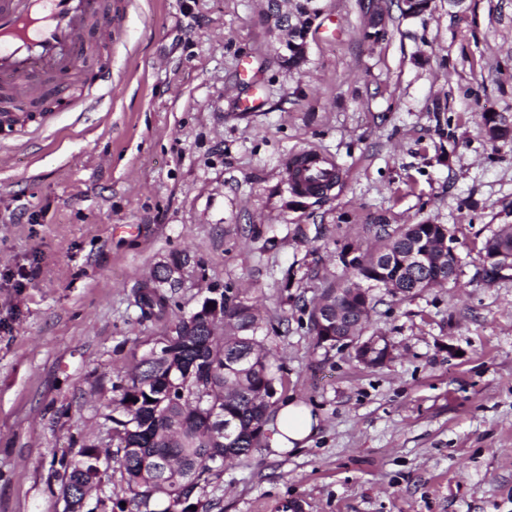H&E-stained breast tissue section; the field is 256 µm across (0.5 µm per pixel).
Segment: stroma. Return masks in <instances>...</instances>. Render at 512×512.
Listing matches in <instances>:
<instances>
[{
  "label": "stroma",
  "instance_id": "35a3bbf8",
  "mask_svg": "<svg viewBox=\"0 0 512 512\" xmlns=\"http://www.w3.org/2000/svg\"><path fill=\"white\" fill-rule=\"evenodd\" d=\"M261 0H112V90L88 112L0 129V512H64L52 462L105 440L112 386L169 319L134 291L190 249L186 314L229 288L256 303L284 387L318 418L309 446L225 465L221 512H512V270L482 246L512 225V0H326L288 70ZM377 22L380 39L367 38ZM260 97L255 112L239 99ZM314 146L342 172L288 186ZM431 219L454 230L456 281L375 290L365 333L391 357L319 348L309 314L343 281L340 252Z\"/></svg>",
  "mask_w": 512,
  "mask_h": 512
}]
</instances>
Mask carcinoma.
Masks as SVG:
<instances>
[{"mask_svg": "<svg viewBox=\"0 0 512 512\" xmlns=\"http://www.w3.org/2000/svg\"><path fill=\"white\" fill-rule=\"evenodd\" d=\"M300 32L288 29L282 46L283 63L300 67L303 57L295 50ZM441 224H404L378 235L380 244L372 250L376 262L361 272L366 281H394L399 293L412 292L415 272L401 265L399 255L429 242ZM503 250L512 254V230L493 233L483 251ZM356 277L341 289L343 298L328 295L323 308L339 306L351 310ZM174 284L158 271L144 279L135 291V305L144 320L169 315L172 297L165 289ZM224 307V335L212 333L205 320L195 314L174 315L170 330L185 331L193 325L192 336H158L168 343V356L150 358L145 350L119 383L112 385V402L101 413V426L110 435L109 456L118 464L127 497L112 498V475L99 471L97 446L82 443L72 456L57 460L61 487L76 482L95 493L100 512H213L218 502L205 491L217 485L224 464L250 456L265 438L266 425L274 414L277 386L283 385L280 367L267 348L269 336L261 329L254 305L229 289L220 294ZM373 306L363 319H343L339 334L364 332ZM196 510H190V507Z\"/></svg>", "mask_w": 512, "mask_h": 512, "instance_id": "carcinoma-1", "label": "carcinoma"}]
</instances>
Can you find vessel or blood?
<instances>
[{"instance_id":"b4317fda","label":"vessel or blood","mask_w":512,"mask_h":512,"mask_svg":"<svg viewBox=\"0 0 512 512\" xmlns=\"http://www.w3.org/2000/svg\"><path fill=\"white\" fill-rule=\"evenodd\" d=\"M103 14L102 0H0V92L44 95L43 75L66 73ZM285 170L304 193L312 191L313 177L337 175L334 162L313 148L292 155Z\"/></svg>"}]
</instances>
